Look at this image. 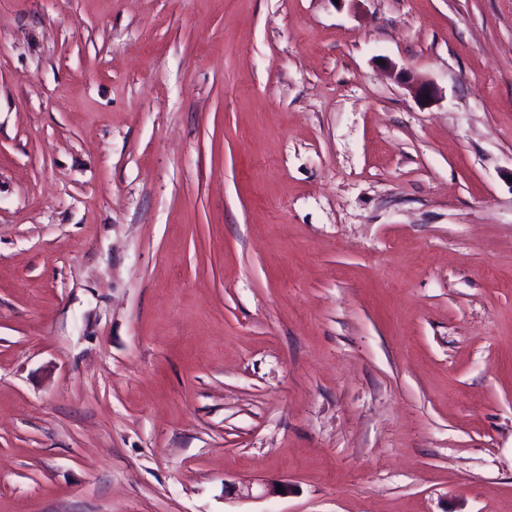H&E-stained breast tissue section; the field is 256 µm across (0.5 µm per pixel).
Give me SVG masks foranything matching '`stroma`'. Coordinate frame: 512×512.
<instances>
[{"mask_svg": "<svg viewBox=\"0 0 512 512\" xmlns=\"http://www.w3.org/2000/svg\"><path fill=\"white\" fill-rule=\"evenodd\" d=\"M0 512H512V0H0Z\"/></svg>", "mask_w": 512, "mask_h": 512, "instance_id": "obj_1", "label": "stroma"}]
</instances>
